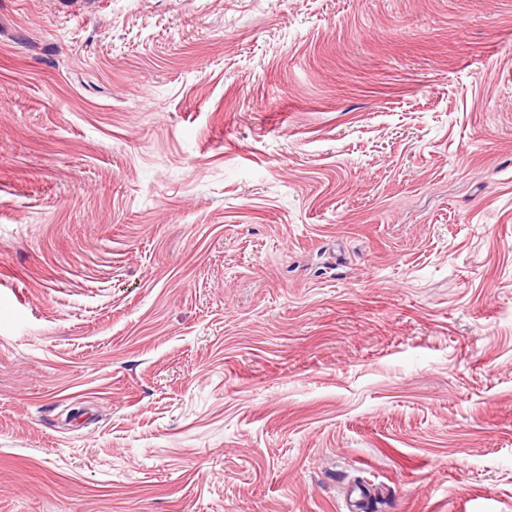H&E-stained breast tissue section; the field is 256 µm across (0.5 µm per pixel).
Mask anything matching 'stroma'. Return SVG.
<instances>
[{
  "instance_id": "obj_1",
  "label": "stroma",
  "mask_w": 512,
  "mask_h": 512,
  "mask_svg": "<svg viewBox=\"0 0 512 512\" xmlns=\"http://www.w3.org/2000/svg\"><path fill=\"white\" fill-rule=\"evenodd\" d=\"M512 512V0H0V512Z\"/></svg>"
}]
</instances>
